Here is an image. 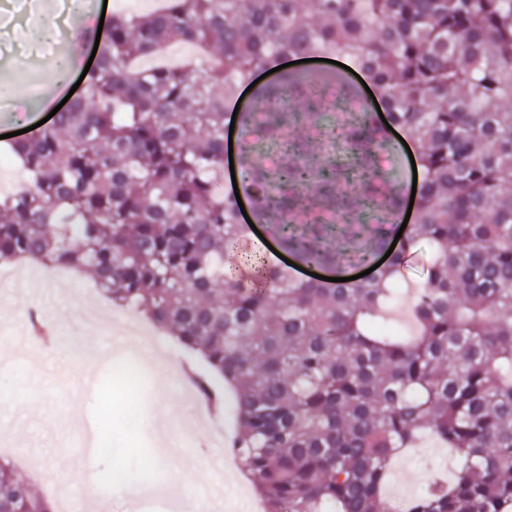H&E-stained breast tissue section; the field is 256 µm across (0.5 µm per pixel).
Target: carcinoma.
Returning a JSON list of instances; mask_svg holds the SVG:
<instances>
[{
    "instance_id": "cac0c4a2",
    "label": "carcinoma",
    "mask_w": 512,
    "mask_h": 512,
    "mask_svg": "<svg viewBox=\"0 0 512 512\" xmlns=\"http://www.w3.org/2000/svg\"><path fill=\"white\" fill-rule=\"evenodd\" d=\"M202 51L189 71L146 67L174 43ZM344 58L379 93L388 125L413 138L422 171L412 224L395 248L399 168L374 113L336 109L358 91L332 75L279 70L237 114L252 146L241 180L256 216L308 265L336 260L323 231L336 209L391 255L365 279L293 275L254 242L224 188L227 105L287 58ZM302 100L297 113L277 106ZM512 0H166L146 16H112L92 78L54 120L13 142L29 174L0 196V266L35 259L92 277L119 306L198 354L186 376L199 403L230 406L232 450L265 512H393V465L432 433L456 455L400 512L512 509ZM304 120L344 156L299 161ZM314 186L323 213L299 218ZM434 257L413 307L415 333L381 331L421 243ZM111 377L100 430L112 436ZM124 453L151 470L154 451ZM125 479L97 471L103 487ZM0 512H55L0 460Z\"/></svg>"
}]
</instances>
